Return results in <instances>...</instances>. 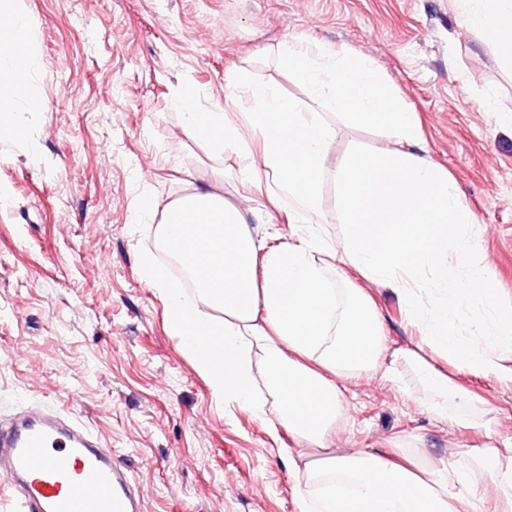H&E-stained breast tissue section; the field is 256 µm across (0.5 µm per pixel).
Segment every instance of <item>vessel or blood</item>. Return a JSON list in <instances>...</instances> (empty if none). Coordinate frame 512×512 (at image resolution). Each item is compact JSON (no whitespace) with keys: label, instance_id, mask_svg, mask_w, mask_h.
<instances>
[{"label":"vessel or blood","instance_id":"vessel-or-blood-1","mask_svg":"<svg viewBox=\"0 0 512 512\" xmlns=\"http://www.w3.org/2000/svg\"><path fill=\"white\" fill-rule=\"evenodd\" d=\"M0 478L16 512H143L145 497L111 449L75 423L31 409L0 424Z\"/></svg>","mask_w":512,"mask_h":512}]
</instances>
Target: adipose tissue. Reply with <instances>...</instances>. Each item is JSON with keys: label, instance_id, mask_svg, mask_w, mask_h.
<instances>
[{"label": "adipose tissue", "instance_id": "1", "mask_svg": "<svg viewBox=\"0 0 512 512\" xmlns=\"http://www.w3.org/2000/svg\"><path fill=\"white\" fill-rule=\"evenodd\" d=\"M16 0H0V131L17 102L31 93L35 50L31 29L16 24ZM481 42L500 63L512 65V0H485ZM285 67L310 90L312 102L353 121L386 131L391 149L344 155L334 171L345 219L341 250H330L312 229L320 212L322 177L335 140L320 113L240 69L229 96L244 93L243 119L227 108L197 105L176 93L173 105L196 141L224 151L242 173L263 168L272 181L256 208L228 203L213 186L188 184L165 204L138 199V209L159 215L157 245L175 255L195 279L193 296L170 282L167 268L144 258V278L162 296L171 335L180 337L216 402H231L273 417L300 441L329 447L342 410L337 377L378 369L385 350L383 325L360 289L336 288L322 254L366 279L399 290L405 316L420 326L413 346L398 350L433 395L432 411L464 428L474 420L449 415L448 401L464 399L458 371L512 386V305L499 300L470 231L473 215L445 170L428 155L420 121L387 76L345 48L281 47ZM257 134L256 144L243 136ZM289 232L280 234L277 217ZM480 315V333L467 336L460 316ZM460 470L423 467L418 459L361 453L333 457L335 486L321 499L303 494L299 512H478L473 489L491 485L512 512V439L490 438Z\"/></svg>", "mask_w": 512, "mask_h": 512}]
</instances>
